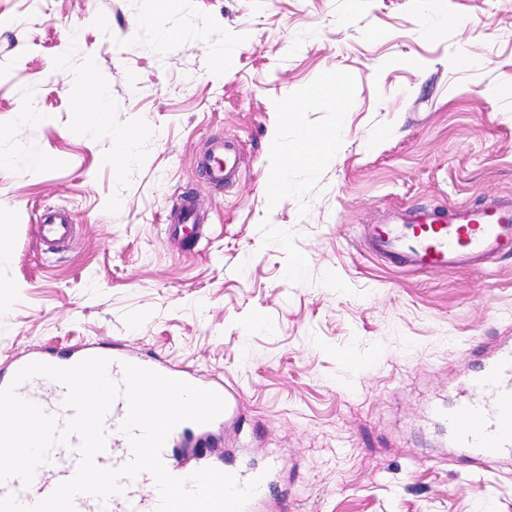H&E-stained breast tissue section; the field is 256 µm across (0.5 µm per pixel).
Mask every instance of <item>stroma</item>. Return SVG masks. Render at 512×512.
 <instances>
[{
    "mask_svg": "<svg viewBox=\"0 0 512 512\" xmlns=\"http://www.w3.org/2000/svg\"><path fill=\"white\" fill-rule=\"evenodd\" d=\"M146 9L0 0V359L119 340L232 381L252 460L280 451L288 512H512V458L449 462L429 412L512 341V257L405 271L360 243L411 205L512 197V0H183L154 24ZM89 65L94 89L75 81ZM99 98L106 127L81 125ZM290 100L300 125L282 121ZM115 130L139 133L118 168ZM330 133L269 200L275 150ZM219 137L243 158L222 188L194 164ZM184 192L205 222L193 247L166 232ZM48 207L74 217L56 254Z\"/></svg>",
    "mask_w": 512,
    "mask_h": 512,
    "instance_id": "35a3bbf8",
    "label": "stroma"
}]
</instances>
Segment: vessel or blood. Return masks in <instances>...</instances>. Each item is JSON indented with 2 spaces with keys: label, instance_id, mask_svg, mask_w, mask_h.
<instances>
[{
  "label": "vessel or blood",
  "instance_id": "1",
  "mask_svg": "<svg viewBox=\"0 0 512 512\" xmlns=\"http://www.w3.org/2000/svg\"><path fill=\"white\" fill-rule=\"evenodd\" d=\"M241 162L239 143L228 138L217 140L209 153L196 159L208 181L216 186L236 180ZM71 226L69 211L52 210L38 221L39 237L48 249H59L68 239ZM168 233L187 243L196 242L199 226L196 209L190 202L179 201L172 209ZM362 240L368 252L404 270L471 267L492 257L512 255V198L477 205L460 204L449 209L412 206L398 214L396 223L364 227ZM90 357L108 359V373L117 382L121 381L122 365L127 362L220 394L226 408L214 421L207 424L184 422L174 428L161 452L164 465L178 478L206 467L234 474L242 483L260 478L259 488L244 512H283L284 503L270 496L277 485V458L270 456L259 463L242 465L238 458L248 454L251 435L239 436L230 446L225 443V425L237 411L241 393L223 381L198 376L159 359L135 355L117 342L106 349L83 343L73 346L65 357L35 352L10 358L0 365V388L15 385L20 398L38 404L59 421H66L73 411L64 405V385L43 376L19 384L14 383L13 378L32 362L69 367ZM127 411L124 398L112 403L104 421L106 448L95 458L99 467L116 468L131 459L130 444L120 430ZM436 414L447 421L449 442L458 448L459 462L488 469L503 456L512 454V346L467 371L462 396L448 407L437 409ZM80 443L79 436L74 435L67 444L55 446L47 462L37 468L31 485H23L17 478L0 483V498L11 495L20 504L31 506L49 496L59 483L75 475L80 461ZM157 503V489L146 473L107 502H100L89 494H80L74 499L76 512H155Z\"/></svg>",
  "mask_w": 512,
  "mask_h": 512
}]
</instances>
